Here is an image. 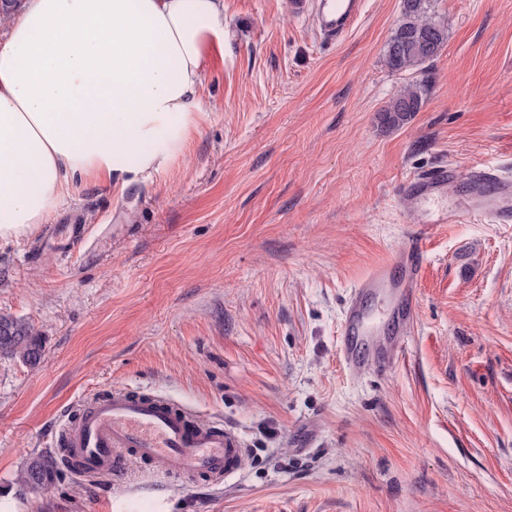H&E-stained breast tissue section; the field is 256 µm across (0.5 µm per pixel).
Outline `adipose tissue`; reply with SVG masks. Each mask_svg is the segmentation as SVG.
Returning <instances> with one entry per match:
<instances>
[{
  "label": "adipose tissue",
  "mask_w": 512,
  "mask_h": 512,
  "mask_svg": "<svg viewBox=\"0 0 512 512\" xmlns=\"http://www.w3.org/2000/svg\"><path fill=\"white\" fill-rule=\"evenodd\" d=\"M224 0H17L0 34V240L36 233L75 180L164 171L203 115Z\"/></svg>",
  "instance_id": "obj_1"
}]
</instances>
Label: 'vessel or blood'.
I'll list each match as a JSON object with an SVG mask.
<instances>
[{
  "label": "vessel or blood",
  "instance_id": "obj_1",
  "mask_svg": "<svg viewBox=\"0 0 512 512\" xmlns=\"http://www.w3.org/2000/svg\"><path fill=\"white\" fill-rule=\"evenodd\" d=\"M363 0H319L317 24L330 41L352 28ZM457 180L454 166L443 164L407 178L399 192L424 224H461L487 220L512 223V177L499 169L472 167L463 197L448 188ZM423 250L410 241L369 270L350 293L340 330V353L349 365H381L388 354L370 346L376 317L374 303L387 307L398 326L397 345L405 347L415 325ZM65 454L78 475L109 477L127 463L154 464L153 480L207 479L218 483L240 474L246 450L239 434L206 423L192 410L161 396L119 391L89 400L76 422H61Z\"/></svg>",
  "mask_w": 512,
  "mask_h": 512
}]
</instances>
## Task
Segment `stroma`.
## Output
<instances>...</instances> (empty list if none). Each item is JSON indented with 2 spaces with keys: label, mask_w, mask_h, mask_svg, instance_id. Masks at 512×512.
I'll return each mask as SVG.
<instances>
[{
  "label": "stroma",
  "mask_w": 512,
  "mask_h": 512,
  "mask_svg": "<svg viewBox=\"0 0 512 512\" xmlns=\"http://www.w3.org/2000/svg\"><path fill=\"white\" fill-rule=\"evenodd\" d=\"M434 7L448 42L390 128L411 79L384 62L401 0H366L333 46L316 0H224L184 152L120 194L85 179L0 242V313L45 341L39 367L0 357V512H512V224H422L399 194L444 163L458 194L474 165L512 172V0ZM411 239L409 350L348 369L350 292ZM116 388L235 429L241 474L158 491L132 462L21 489L61 416ZM427 81H412L400 88L390 104L381 110V120L388 127H396L419 112L428 91Z\"/></svg>",
  "instance_id": "stroma-1"
}]
</instances>
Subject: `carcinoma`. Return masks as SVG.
<instances>
[{
	"label": "carcinoma",
	"instance_id": "1",
	"mask_svg": "<svg viewBox=\"0 0 512 512\" xmlns=\"http://www.w3.org/2000/svg\"><path fill=\"white\" fill-rule=\"evenodd\" d=\"M434 0H402L401 17L384 47V62L393 73L417 72L436 58L448 41V27L435 15ZM428 85L416 80L400 88L382 110L381 120L389 127L408 121L420 111ZM14 357L29 367L38 366L44 355L43 341L21 319L0 314V356ZM59 467L54 456L38 453L22 467L17 482L24 489H43L57 480Z\"/></svg>",
	"mask_w": 512,
	"mask_h": 512
}]
</instances>
